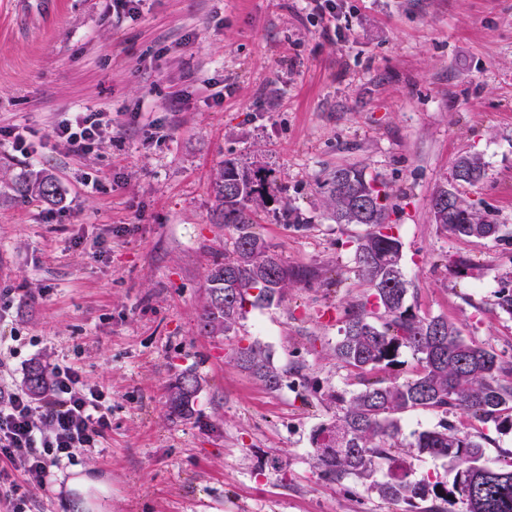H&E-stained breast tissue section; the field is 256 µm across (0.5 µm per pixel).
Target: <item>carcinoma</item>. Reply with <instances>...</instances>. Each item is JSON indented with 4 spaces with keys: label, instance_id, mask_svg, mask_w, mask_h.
Here are the masks:
<instances>
[{
    "label": "carcinoma",
    "instance_id": "obj_1",
    "mask_svg": "<svg viewBox=\"0 0 512 512\" xmlns=\"http://www.w3.org/2000/svg\"><path fill=\"white\" fill-rule=\"evenodd\" d=\"M274 169L268 164L227 160L213 185L217 223L234 228L232 253L216 259L206 275V296L200 328L208 336H227L245 312V306L281 301L292 274L253 231L248 213L276 201ZM485 176L476 155L460 157L453 178L474 185ZM327 213L337 224H364L357 240L356 260L369 287V299L348 312L342 336L334 348L340 364L359 372L363 388L352 395L333 391L329 400L342 415L320 425L312 434L316 465L322 475L340 480L347 475L368 476L385 460L388 479L378 485L389 504L430 502L419 512H447L459 502L463 512H512V459L489 462L482 439L443 425L420 432L415 448L421 454L455 463L447 484L416 482L399 458V426L395 415L410 410L458 411L501 430L512 429V361L485 346L465 339L444 317H424L406 304L409 291L403 274L402 243L393 233L389 194L377 179L355 166L339 167L323 183ZM12 190L52 202L57 197L53 177L32 171L13 183ZM459 214L448 217L431 211L434 222L458 238L497 239L499 224H486L477 209L455 195ZM257 294H251V290ZM407 347L419 355L420 370L398 384L372 380L366 374L391 365L398 350ZM237 363L267 388L281 385V372L256 345L239 348ZM29 394L39 397L49 387L45 366L30 367L25 378ZM197 376L185 372L169 386V414L192 415Z\"/></svg>",
    "mask_w": 512,
    "mask_h": 512
}]
</instances>
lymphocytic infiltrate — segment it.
<instances>
[{
  "label": "lymphocytic infiltrate",
  "instance_id": "f902f5d3",
  "mask_svg": "<svg viewBox=\"0 0 512 512\" xmlns=\"http://www.w3.org/2000/svg\"><path fill=\"white\" fill-rule=\"evenodd\" d=\"M111 127L107 113L78 112L53 135L66 150L81 154ZM51 377V392L39 403L24 391L0 387L6 403L0 409V460L41 486L53 467L98 447L110 426L107 393L86 385L78 368L54 364Z\"/></svg>",
  "mask_w": 512,
  "mask_h": 512
}]
</instances>
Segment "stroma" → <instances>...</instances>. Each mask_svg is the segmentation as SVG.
Here are the masks:
<instances>
[{
    "label": "stroma",
    "instance_id": "35a3bbf8",
    "mask_svg": "<svg viewBox=\"0 0 512 512\" xmlns=\"http://www.w3.org/2000/svg\"><path fill=\"white\" fill-rule=\"evenodd\" d=\"M335 2L329 16L313 0H0V127L29 131L33 147L24 157L0 142L9 382L63 360L108 392L100 448L73 459L110 483L107 512H409L378 493L387 464L338 481L315 465L312 434L340 414L329 393L361 387L333 348L368 295L354 251L364 226L324 210L336 168L386 186L408 305L512 358L496 297L512 285V0ZM88 110L111 113L112 134L83 154L57 145L66 113ZM467 153L486 175L458 191L504 225L500 240L432 222L434 190ZM253 156L303 218L251 216L295 278L281 302L207 336L206 270L233 249L232 228L212 220L213 180L224 160ZM32 167L54 177L56 203L11 190ZM249 345L281 371L278 390L237 365ZM185 371L201 390L181 419L166 398ZM445 423L483 435L489 459L512 452L494 424L408 411L399 455L413 480H452V463L414 446Z\"/></svg>",
    "mask_w": 512,
    "mask_h": 512
}]
</instances>
